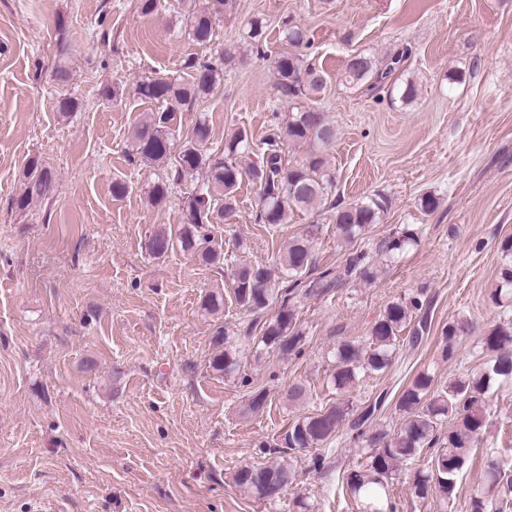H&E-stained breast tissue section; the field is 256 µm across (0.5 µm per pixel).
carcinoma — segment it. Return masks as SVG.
I'll use <instances>...</instances> for the list:
<instances>
[{
  "label": "carcinoma",
  "instance_id": "1",
  "mask_svg": "<svg viewBox=\"0 0 512 512\" xmlns=\"http://www.w3.org/2000/svg\"><path fill=\"white\" fill-rule=\"evenodd\" d=\"M233 6V0H205L204 6L188 14L187 35L200 45L212 41L214 25ZM247 37L263 53V24L258 19L248 22ZM282 41L297 49L309 44L307 31L283 21ZM359 61H347L341 74L342 85L356 88L368 80L382 76L378 60L365 53ZM274 73L282 94L292 102L285 112L272 113L274 124L261 143L255 145L250 135L239 130L224 141L222 153L204 152L211 136L206 113L198 111L200 101L224 83V64L188 57L179 78L169 80L145 77L137 86V95L163 107L149 112L131 133L132 160L159 170L148 186L153 205H164L183 181H192L188 195L181 196L182 224L176 232L157 230L149 237L148 249L160 257L180 247L198 257L204 264H217L222 252L211 245L205 226L219 224L235 211L236 190L243 177L259 186V203L255 220L270 228L288 223L294 211H312L332 193L335 173L329 165L326 148L336 139V129L323 112L300 105V100L320 93L326 83L323 67L295 51L275 56ZM177 112H193L195 117L186 130L174 125ZM304 149L300 161L286 154L285 147ZM55 190V179L39 161H30L25 189L17 200L21 209L32 201L43 199ZM388 207L383 195L355 204L329 207L336 224L337 241L351 244L362 238L372 225L379 223ZM318 227L311 224L301 234L291 237L277 256L274 267L245 264L232 276V293L236 303L255 319L244 335L229 334L224 327L215 330L209 367L226 377H238L248 384L244 361L253 357L260 364L262 350H275L283 357L301 351L305 334L298 319L300 305L347 283L372 285L383 273L381 262L393 263L419 245L420 232L406 225L385 238L378 247V259L365 254L351 256L338 267H328L316 276L313 239ZM492 300L512 307V262L505 263ZM427 305V291L418 288L407 297L389 303L370 327L367 343L344 342L331 352L334 359L331 384L338 394L352 391L364 379L388 370L403 335L417 339L427 331V317L418 314ZM200 309L216 315L224 309V291L204 294ZM260 335H252L254 328ZM470 332L463 317L448 322L443 330L442 357L451 359L460 337ZM482 347L490 356L488 366L480 371L457 377L444 386L435 385L434 375L421 371L402 390L395 411L402 415L400 430H379L365 439L368 451L365 461L343 473L342 488L360 502L365 512H396L387 488L395 473L421 453L437 445L442 449L431 456L427 466L413 475L412 490L419 499L435 496L448 504L456 497L457 478L470 462L472 448L486 428L488 392L498 381L512 380V318L496 322L484 330ZM252 355H247V351ZM306 384L295 381L288 385L286 399L293 406L307 399ZM267 393L256 391L248 397L243 414H256L265 409ZM351 407L337 402L313 415L295 419L280 438L278 451L293 454L318 449L336 438L340 424ZM448 432L441 434L443 425ZM489 490L496 493L498 512L512 506V475L508 476L495 461L487 463ZM295 473L285 464L246 465L234 475L243 493L263 499L259 487L276 483L281 489L293 482Z\"/></svg>",
  "mask_w": 512,
  "mask_h": 512
}]
</instances>
